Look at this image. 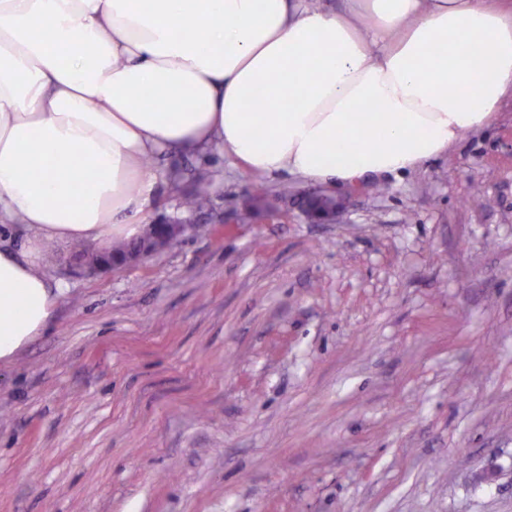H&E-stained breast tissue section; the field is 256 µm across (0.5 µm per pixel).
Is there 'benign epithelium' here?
Returning a JSON list of instances; mask_svg holds the SVG:
<instances>
[{
  "label": "benign epithelium",
  "instance_id": "benign-epithelium-1",
  "mask_svg": "<svg viewBox=\"0 0 512 512\" xmlns=\"http://www.w3.org/2000/svg\"><path fill=\"white\" fill-rule=\"evenodd\" d=\"M317 199L323 205V210L318 216L311 219L313 223H325L335 220L344 210L347 199L330 190H320L302 197V200ZM193 225L178 224L170 225L169 219L161 222L145 225L138 238L135 250L117 253L111 250H104L91 253L75 265L71 266L70 274L83 275L85 273L95 274L98 272H119L128 267L143 263L155 253L172 246L186 234L192 232Z\"/></svg>",
  "mask_w": 512,
  "mask_h": 512
}]
</instances>
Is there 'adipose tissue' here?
Returning <instances> with one entry per match:
<instances>
[{
	"label": "adipose tissue",
	"mask_w": 512,
	"mask_h": 512,
	"mask_svg": "<svg viewBox=\"0 0 512 512\" xmlns=\"http://www.w3.org/2000/svg\"><path fill=\"white\" fill-rule=\"evenodd\" d=\"M0 0V223L129 240L167 174L216 146L252 174L355 183L488 125L512 88V14L486 0ZM264 94L268 109L249 104ZM62 284L0 248V365Z\"/></svg>",
	"instance_id": "ef3b65f1"
}]
</instances>
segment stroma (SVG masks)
<instances>
[{
    "mask_svg": "<svg viewBox=\"0 0 512 512\" xmlns=\"http://www.w3.org/2000/svg\"><path fill=\"white\" fill-rule=\"evenodd\" d=\"M154 165L146 223L211 235L84 277L71 242L0 238L66 287L0 367V512H512V93L417 169L333 184L332 223L217 149ZM259 180L279 215L238 218ZM196 180V189L184 195L181 200V207L186 211L196 212L202 210L208 207L211 202L209 196V175L205 172H200Z\"/></svg>",
    "mask_w": 512,
    "mask_h": 512,
    "instance_id": "1",
    "label": "stroma"
}]
</instances>
